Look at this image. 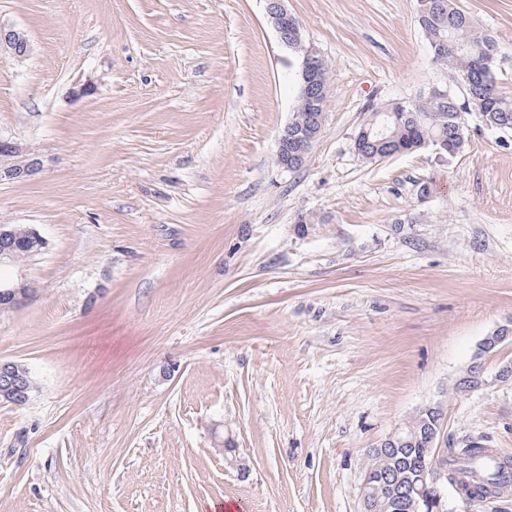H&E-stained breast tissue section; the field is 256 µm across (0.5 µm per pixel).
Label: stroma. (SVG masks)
I'll list each match as a JSON object with an SVG mask.
<instances>
[{"label": "stroma", "mask_w": 512, "mask_h": 512, "mask_svg": "<svg viewBox=\"0 0 512 512\" xmlns=\"http://www.w3.org/2000/svg\"><path fill=\"white\" fill-rule=\"evenodd\" d=\"M453 2L512 96V0ZM285 5L329 67L295 171L265 0H0L31 45L0 55V138L40 163L0 224L45 241L0 268L36 289L0 311L35 382L0 402V512H360L370 449L436 404L444 446L512 457V383L451 390L512 322V139L473 113L456 156L360 160L369 105L448 83L418 0ZM324 121V115L322 114L320 117V126L318 129L313 130L312 132L305 134L302 138L291 136L293 135V128L290 123H288L280 132L278 141H277V150H276V163L280 167H284L285 169H292L291 171L299 169L304 161L306 156L310 151V145L316 141L318 138L322 125ZM278 149L284 153V164L282 166L283 157L278 154ZM296 168V169H293Z\"/></svg>", "instance_id": "1"}]
</instances>
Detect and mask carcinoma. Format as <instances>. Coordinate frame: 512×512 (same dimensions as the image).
<instances>
[{
	"label": "carcinoma",
	"instance_id": "1",
	"mask_svg": "<svg viewBox=\"0 0 512 512\" xmlns=\"http://www.w3.org/2000/svg\"><path fill=\"white\" fill-rule=\"evenodd\" d=\"M433 2V10L418 14V25L428 42L432 62L463 89L462 97L435 87L418 104L400 102L373 108L378 118L375 124L366 123L363 128L382 130L388 141L372 132L367 138H355L354 151L363 161L376 162L383 155L409 153L435 142L459 154L467 143L463 116L472 109L485 126L505 135L512 133V97L505 96L497 86L498 45L478 29L470 15L456 8L453 0ZM313 117L315 113L299 100L291 123L298 129L305 128ZM429 420L425 409L401 427L415 434L413 443L393 452L371 450L364 473L381 477L395 470L407 479H416L435 451L422 435ZM442 464L448 472V483L469 490L476 500L496 497L512 485V465L496 460L492 451L478 441L446 449Z\"/></svg>",
	"mask_w": 512,
	"mask_h": 512
}]
</instances>
